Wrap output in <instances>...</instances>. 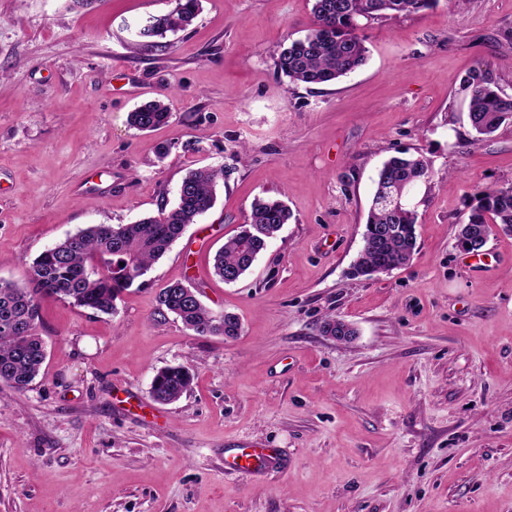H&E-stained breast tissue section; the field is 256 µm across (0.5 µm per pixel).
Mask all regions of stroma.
I'll return each instance as SVG.
<instances>
[{
    "mask_svg": "<svg viewBox=\"0 0 512 512\" xmlns=\"http://www.w3.org/2000/svg\"><path fill=\"white\" fill-rule=\"evenodd\" d=\"M177 0H0V280L29 286L47 248L91 224L173 207L190 169L224 168L188 225L113 315L42 303L46 359L0 383V512H512V231L472 273L457 235L477 185L512 183V123L474 140L466 74L512 96V0H438L368 22V59L339 82L280 77L273 56L309 0H202L186 31L135 47ZM167 97V126L128 114ZM425 157L417 250L352 273L381 164ZM101 183L83 192L87 176ZM289 224L237 282L213 256L255 198ZM196 288L238 336H198L156 301ZM350 324L339 342L326 317ZM189 367L177 402L161 368ZM228 448H275L272 471H227ZM192 380V374L186 366L177 365L161 369L153 378L151 397L160 403H172L188 390Z\"/></svg>",
    "mask_w": 512,
    "mask_h": 512,
    "instance_id": "35a3bbf8",
    "label": "stroma"
}]
</instances>
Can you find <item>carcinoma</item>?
<instances>
[{"mask_svg":"<svg viewBox=\"0 0 512 512\" xmlns=\"http://www.w3.org/2000/svg\"><path fill=\"white\" fill-rule=\"evenodd\" d=\"M438 0H312V27L299 39H287L275 54L277 74L292 83L332 84L363 65L367 48L361 21L427 10ZM201 0H177L176 8L142 26L143 46L154 38L184 31L198 16ZM469 93V120L475 140L494 134L512 121V97L504 94L488 71L474 70L463 80ZM166 99L158 98L129 113L130 126L151 131L169 122ZM224 170L200 167L183 178L174 207L133 224H92L43 251L33 262L29 290L14 282L0 281V382L23 391L40 374L45 346L36 331L41 302L67 299L74 305L111 315L119 294L146 275L184 232L185 227L213 208L216 186ZM431 180L429 162L421 156H394L377 174L376 185L404 196L418 184ZM476 204L462 223L457 239L486 240L492 225L512 228V185L486 187L475 193ZM292 218L280 199L257 198L248 220L214 256V273L224 282H237L251 268L258 254ZM417 211L388 208L372 200L363 246L355 265L362 276L392 271L410 261L417 249ZM160 308L174 314L184 327L199 336L239 335L241 324L230 314H217L187 294V285H168L157 296ZM322 332L339 341L355 335L349 324L328 317ZM188 367L169 366L153 378L151 397L168 404L191 386Z\"/></svg>","mask_w":512,"mask_h":512,"instance_id":"obj_1","label":"carcinoma"}]
</instances>
